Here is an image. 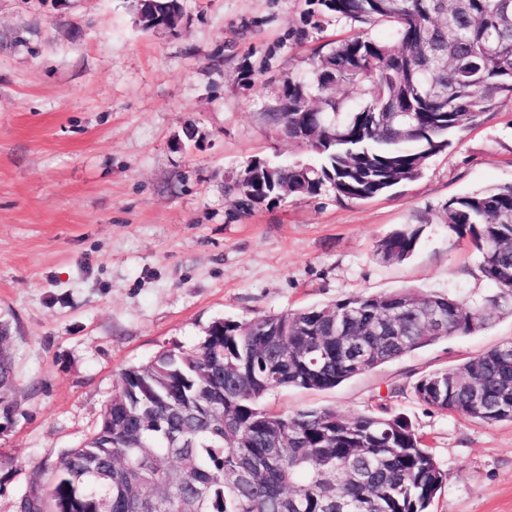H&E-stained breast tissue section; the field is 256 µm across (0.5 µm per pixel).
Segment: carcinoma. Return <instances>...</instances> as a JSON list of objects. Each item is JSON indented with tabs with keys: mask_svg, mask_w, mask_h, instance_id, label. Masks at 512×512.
I'll list each match as a JSON object with an SVG mask.
<instances>
[{
	"mask_svg": "<svg viewBox=\"0 0 512 512\" xmlns=\"http://www.w3.org/2000/svg\"><path fill=\"white\" fill-rule=\"evenodd\" d=\"M298 43L327 18L357 28L303 75L284 76L263 118L314 164L252 160L234 190L241 209L287 196L363 201L417 178L448 136L512 99V0H307ZM145 30L181 0L135 4ZM384 26L378 39L371 28ZM364 90L351 110L335 88ZM446 224L512 303V184L452 198ZM419 230L380 240L402 262ZM486 315L440 293L399 289L247 321L217 319L192 351L164 350L122 372L97 429L52 464L20 512H429L447 474L402 414L345 419L331 408L274 413L279 387L323 391L449 336ZM422 403L487 424L512 421V346L429 373Z\"/></svg>",
	"mask_w": 512,
	"mask_h": 512,
	"instance_id": "carcinoma-1",
	"label": "carcinoma"
}]
</instances>
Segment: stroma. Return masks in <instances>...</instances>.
<instances>
[{
	"instance_id": "obj_1",
	"label": "stroma",
	"mask_w": 512,
	"mask_h": 512,
	"mask_svg": "<svg viewBox=\"0 0 512 512\" xmlns=\"http://www.w3.org/2000/svg\"><path fill=\"white\" fill-rule=\"evenodd\" d=\"M133 0H0V325L13 370L0 418V512H16L52 462L97 427L121 372L198 345L214 320L294 312L398 288L486 310L451 336L326 391L280 388L264 409L402 413L447 474L430 512H512V422L421 403L415 383L512 342V312L471 246L443 221L450 199L512 184V101L457 132L420 177L365 201L291 196L239 213L248 160L310 163L261 112L314 48L305 0H182L173 32L142 30ZM252 69L250 87L240 68ZM204 137L182 139L184 122ZM419 229L413 254L379 240ZM418 239L417 229L395 231L378 242L376 255L382 262H402L414 252Z\"/></svg>"
}]
</instances>
